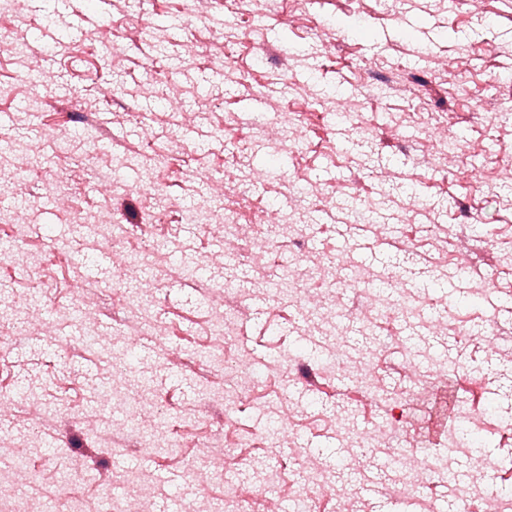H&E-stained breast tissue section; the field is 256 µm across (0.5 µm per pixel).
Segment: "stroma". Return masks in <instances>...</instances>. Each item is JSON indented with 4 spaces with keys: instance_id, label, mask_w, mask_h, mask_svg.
I'll use <instances>...</instances> for the list:
<instances>
[{
    "instance_id": "35a3bbf8",
    "label": "stroma",
    "mask_w": 512,
    "mask_h": 512,
    "mask_svg": "<svg viewBox=\"0 0 512 512\" xmlns=\"http://www.w3.org/2000/svg\"><path fill=\"white\" fill-rule=\"evenodd\" d=\"M0 34L23 47H0V167L27 166L26 208L0 190V217L19 212L23 227L0 220V238L23 235L33 253L0 257V327L20 318L33 333L0 361L10 512H42L66 473L80 512L110 488L114 512H162L177 489L194 512H217L232 489L242 512H268L310 487L316 512H479L488 498L512 512V0H10ZM284 112L303 135L282 148ZM440 126L456 133L447 155ZM473 165L482 185L462 176ZM211 173L227 178L214 206L233 207L232 230L184 219ZM150 178L154 200L136 192ZM301 190L328 201L290 236L274 219ZM356 203L380 237L351 223ZM249 211L271 219L260 261ZM145 238L162 244L157 286L133 301L140 272L123 248ZM228 240L233 259L213 266ZM342 251L345 273L280 290L284 272ZM393 270L414 313L378 320ZM324 299L339 323L308 319ZM218 310L232 335L213 327ZM140 335L149 349L122 352ZM116 353L142 400L133 428L121 405L107 425L86 410ZM225 354L250 357L252 377L225 379ZM462 416L466 444L452 436ZM342 423L374 431L372 446L351 447ZM393 424L419 464L408 488L387 464ZM34 428L52 451L27 446ZM19 458L29 482L16 486Z\"/></svg>"
}]
</instances>
